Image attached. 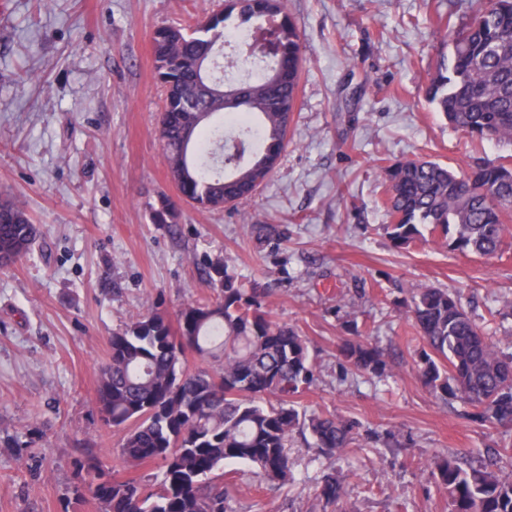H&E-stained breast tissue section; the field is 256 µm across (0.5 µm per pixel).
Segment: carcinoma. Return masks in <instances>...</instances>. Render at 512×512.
<instances>
[{
  "label": "carcinoma",
  "mask_w": 512,
  "mask_h": 512,
  "mask_svg": "<svg viewBox=\"0 0 512 512\" xmlns=\"http://www.w3.org/2000/svg\"><path fill=\"white\" fill-rule=\"evenodd\" d=\"M224 11L191 28L155 32L153 55L166 88L158 136L167 162L179 163L185 178L176 184L181 199L204 209L224 207L233 178L258 175L265 151L281 155L287 127L281 105L295 109L303 44L283 0H225ZM246 31L234 66L262 65L260 79L248 84L242 101L201 122L185 141L188 102L203 104L206 93L198 62L215 63L224 79L225 35ZM448 53L436 61L423 87L428 104L462 131L472 147L486 141L512 143V0H480L460 27H447ZM386 236L396 248L432 240L463 255L493 256L512 239V155L495 163L476 161L458 175L436 161L417 159L385 167ZM175 203L164 197L152 223L171 224ZM40 225L25 208L0 201V265L26 257L42 239ZM210 301L183 308L177 326L159 311L130 319L109 339L100 369L96 406L103 424L125 431L115 452L130 475L112 473L109 455L85 448L75 463V481L66 499L90 496L99 512H232L227 484L217 474L227 462L244 463L265 482L286 484L295 462L294 435L310 447L339 458L369 444L403 447L389 436L363 433L356 420L299 409V391L312 385L315 368L310 342L272 320L262 288L235 284L224 260L201 266ZM423 340L419 372L435 397L459 401L472 422L512 426V353L502 351L475 322L457 295L435 287L414 289L401 301ZM339 348L344 364L369 381H380L389 366L379 346L364 338L358 322ZM217 363L192 368L188 357ZM512 466V448L492 453L489 463L467 465L453 454L434 457L431 477L446 496L448 512H512V479L498 464ZM160 466L154 483L139 471ZM317 496L323 508H342L346 490L336 469L326 468Z\"/></svg>",
  "instance_id": "carcinoma-1"
}]
</instances>
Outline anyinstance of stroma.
Here are the masks:
<instances>
[{
    "label": "stroma",
    "mask_w": 512,
    "mask_h": 512,
    "mask_svg": "<svg viewBox=\"0 0 512 512\" xmlns=\"http://www.w3.org/2000/svg\"><path fill=\"white\" fill-rule=\"evenodd\" d=\"M479 0H286L305 63L288 144L273 177L221 210L180 204L175 225L151 221L160 194L177 197L157 125L165 89L151 42L224 0H0V199L40 224L45 251L0 267V512H98L64 504L84 448L118 447L123 432L95 408L108 339L160 301L169 321L212 297L197 262L222 257L266 308L309 338L317 370L299 397L308 411L357 419L410 438L401 453L368 448L335 468L354 512H448L428 467L437 454L511 443L512 429L467 420L417 374L423 341L397 302L410 289L459 292L512 352V247L494 257L439 246L394 248L385 237L381 166L426 158L467 170L512 145L471 150L422 95L442 51L438 22L465 23ZM269 225L267 238L249 227ZM356 311L391 365L377 384L347 380L337 356ZM294 481L261 483L238 465L234 512H321L326 466L303 443Z\"/></svg>",
    "instance_id": "1"
}]
</instances>
